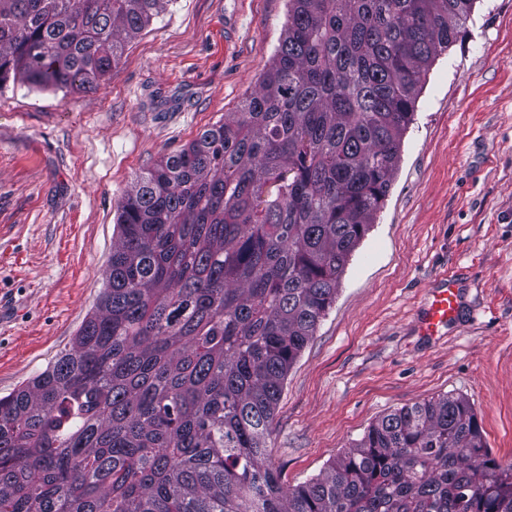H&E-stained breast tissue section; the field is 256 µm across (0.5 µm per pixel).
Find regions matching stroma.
<instances>
[{"label":"stroma","mask_w":512,"mask_h":512,"mask_svg":"<svg viewBox=\"0 0 512 512\" xmlns=\"http://www.w3.org/2000/svg\"><path fill=\"white\" fill-rule=\"evenodd\" d=\"M288 0H170L92 92L0 89V396L46 371L93 314L139 174L236 111ZM462 290L431 339L436 279ZM448 394L512 462V0H478L419 85L397 169L336 300L284 381L267 440L283 488L323 474L377 419Z\"/></svg>","instance_id":"stroma-1"}]
</instances>
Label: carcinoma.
Here are the masks:
<instances>
[{
    "mask_svg": "<svg viewBox=\"0 0 512 512\" xmlns=\"http://www.w3.org/2000/svg\"><path fill=\"white\" fill-rule=\"evenodd\" d=\"M167 2L0 0V88H97ZM476 2L289 0L258 89L118 199L69 352L0 398V512H512V463L464 396L381 417L288 491L267 448Z\"/></svg>",
    "mask_w": 512,
    "mask_h": 512,
    "instance_id": "obj_1",
    "label": "carcinoma"
}]
</instances>
